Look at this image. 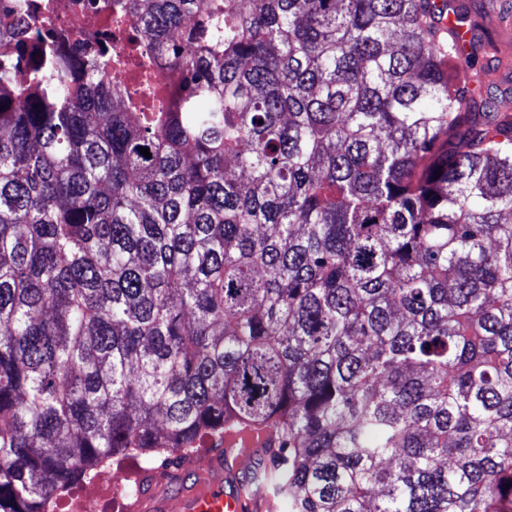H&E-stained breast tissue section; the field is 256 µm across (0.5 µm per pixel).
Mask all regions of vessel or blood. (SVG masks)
Masks as SVG:
<instances>
[{
  "mask_svg": "<svg viewBox=\"0 0 512 512\" xmlns=\"http://www.w3.org/2000/svg\"><path fill=\"white\" fill-rule=\"evenodd\" d=\"M270 439L266 431H226L223 453L213 455L198 479L178 498L150 491L136 501V512H275L273 497L252 491L245 480L255 453Z\"/></svg>",
  "mask_w": 512,
  "mask_h": 512,
  "instance_id": "1",
  "label": "vessel or blood"
}]
</instances>
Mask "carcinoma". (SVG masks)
<instances>
[{"label":"carcinoma","mask_w":512,"mask_h":512,"mask_svg":"<svg viewBox=\"0 0 512 512\" xmlns=\"http://www.w3.org/2000/svg\"><path fill=\"white\" fill-rule=\"evenodd\" d=\"M0 0V512L274 436L288 512H512V95L431 0ZM147 148L151 157L141 154ZM441 175H436V171ZM112 0H59V8L47 22L41 18L35 19L32 14L25 12L22 18L27 22L28 30L43 27L55 30H66L74 33L77 39L87 45L112 40V45L118 43L105 22V16L110 11Z\"/></svg>","instance_id":"carcinoma-1"}]
</instances>
